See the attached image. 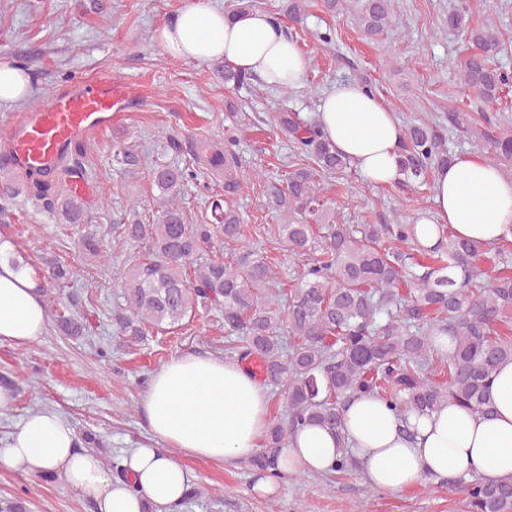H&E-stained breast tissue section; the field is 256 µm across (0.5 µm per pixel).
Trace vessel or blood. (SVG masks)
I'll list each match as a JSON object with an SVG mask.
<instances>
[{"instance_id": "vessel-or-blood-1", "label": "vessel or blood", "mask_w": 512, "mask_h": 512, "mask_svg": "<svg viewBox=\"0 0 512 512\" xmlns=\"http://www.w3.org/2000/svg\"><path fill=\"white\" fill-rule=\"evenodd\" d=\"M132 101L127 87L101 74L56 90L47 107L18 116L8 126L6 145L16 168H49L65 176L64 153L74 140L111 130Z\"/></svg>"}]
</instances>
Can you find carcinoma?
<instances>
[{
	"label": "carcinoma",
	"mask_w": 512,
	"mask_h": 512,
	"mask_svg": "<svg viewBox=\"0 0 512 512\" xmlns=\"http://www.w3.org/2000/svg\"><path fill=\"white\" fill-rule=\"evenodd\" d=\"M483 0H454L448 28H466ZM399 0H361L356 22L369 36L382 34L396 17ZM471 50L457 60L464 86L484 103L500 99L512 74L493 64L501 52L487 29H472ZM224 84L242 86L251 75L230 63H217ZM274 124L295 144L305 167L289 172L285 185L268 182L273 205L282 215L279 235L298 256L319 245V255L298 274L287 292H278L277 273L260 251L242 246L225 259H214L216 232L224 242L243 236V220L234 207L247 180L236 149L241 130L224 132L222 143H195L170 135L176 155L188 153L215 177L224 194L211 201L213 224L186 223L181 199L194 173L189 167L160 166L152 171L159 208L148 223L135 218L120 225L119 236L145 249L122 282L125 307L117 317L118 334L140 343L150 333L177 330L199 311L215 310L224 322L228 350L240 362L258 359L265 380L282 388L287 413L269 422L263 448L248 460L249 470L275 476L281 451L298 429L317 424L342 445L334 466L340 473L360 468L344 447V411L358 395L378 397L399 417L411 437L412 414L429 416L448 403L488 416L486 392L500 365L512 361V273L505 269L485 278L477 261L487 247L458 239L437 225V242L423 244L417 225L397 217L390 224L358 230L337 224L320 180L345 171L351 161L336 153L316 123L300 122L287 112ZM472 136L512 163V131L484 118ZM401 172L411 183L425 184L452 154L428 123L403 130ZM29 195L55 211L65 224L89 221L84 203L58 193L45 173L29 170ZM83 253L96 260L106 250L96 235L82 236ZM46 285L63 286L70 269L56 257H42ZM68 336H81L82 321L61 315ZM465 493L468 512H512V480L450 479Z\"/></svg>",
	"instance_id": "cac0c4a2"
}]
</instances>
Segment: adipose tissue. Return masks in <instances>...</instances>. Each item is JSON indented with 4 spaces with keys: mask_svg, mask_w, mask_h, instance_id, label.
I'll return each instance as SVG.
<instances>
[{
    "mask_svg": "<svg viewBox=\"0 0 512 512\" xmlns=\"http://www.w3.org/2000/svg\"><path fill=\"white\" fill-rule=\"evenodd\" d=\"M171 58L226 61L265 85L299 87L310 60L264 12L226 14L209 0H192L155 32ZM320 131L370 184L400 179L402 128L378 95L356 80L339 81L322 96ZM434 209L418 222L427 242L436 227L481 244L512 239V178L476 154L458 156L434 170ZM48 311L32 270L0 263V344L25 347L42 336ZM493 407L479 416L455 405L417 423L407 440L398 417L381 400H352L345 411V441L367 481L402 492L423 476L475 474L487 480L512 477V361L497 370L487 392ZM269 394L235 360L197 354L172 358L151 375L141 399L159 447L132 449L124 460L131 479L113 478L95 454L78 450L72 425L58 412L27 414L0 444V465L63 473L67 485L93 500L97 512H172L190 484L187 457L235 461L262 447L268 428ZM340 443L326 429L308 426L280 453L285 475L329 472Z\"/></svg>",
    "mask_w": 512,
    "mask_h": 512,
    "instance_id": "1",
    "label": "adipose tissue"
}]
</instances>
